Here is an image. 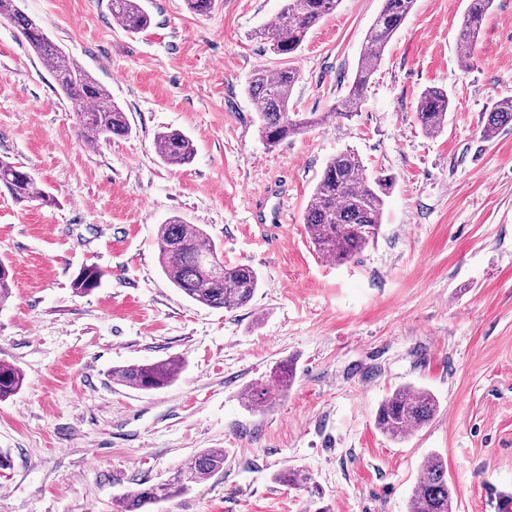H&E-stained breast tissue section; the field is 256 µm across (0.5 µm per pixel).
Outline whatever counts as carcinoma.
<instances>
[{
  "mask_svg": "<svg viewBox=\"0 0 512 512\" xmlns=\"http://www.w3.org/2000/svg\"><path fill=\"white\" fill-rule=\"evenodd\" d=\"M340 0H284L276 21L260 29L270 39L273 52L287 59L301 49L310 30L336 10ZM414 0H383L369 29L367 49L358 60L348 92L329 112L302 118L290 111L298 70L293 66L261 67L248 80L247 93L257 104L258 133L269 147H275L305 128L331 116L349 119L361 110L365 90L377 70L383 51L411 12ZM494 0H469L460 33L461 65L473 59L485 15ZM112 18L124 31L138 34L151 25V15L142 0H108ZM6 20L20 33L29 49L45 64L59 90L71 101L84 136L91 141L110 140L131 133L127 112L112 101L109 90L83 66L70 57L45 33L40 25L18 6V0H0V20ZM451 102L440 87L424 89L416 109V120L427 135L443 131L448 124ZM512 124V97L498 101L486 114L482 131L494 137ZM160 160L172 167L190 164L195 157L193 141L179 131L161 132L155 139ZM392 185L387 177L370 178L360 156L346 150L332 156L314 187L303 214L310 242L320 255L343 263L361 253L378 238L384 212V196ZM18 204L54 203L40 188L37 178L25 167L0 158V190ZM158 260L168 281L192 301L212 309L232 311L248 305L259 288L256 271L247 264H224L223 251L197 224H187L178 216L169 218L157 229ZM104 272L96 265L79 269L73 289L88 294L98 288ZM184 369L180 358L116 367L112 376L123 385L152 391L173 385ZM296 376L292 359L277 363L270 377L280 392L291 386ZM25 376L13 364L0 362V400L16 395ZM251 409L270 405L269 387L253 386L244 397ZM439 402L428 390L400 386L378 406L375 425L394 440H401L422 429L435 416ZM224 469V449L208 448L177 468L168 480L148 485L128 495L123 512H143L148 504H157L188 491L212 474ZM274 479L288 487L306 488L311 478L302 469L286 468ZM410 512H453L454 489L442 458L431 455L420 468L419 483L409 499Z\"/></svg>",
  "mask_w": 512,
  "mask_h": 512,
  "instance_id": "obj_1",
  "label": "carcinoma"
}]
</instances>
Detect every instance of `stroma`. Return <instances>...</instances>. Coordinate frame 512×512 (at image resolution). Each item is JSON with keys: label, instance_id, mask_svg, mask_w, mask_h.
Instances as JSON below:
<instances>
[{"label": "stroma", "instance_id": "1", "mask_svg": "<svg viewBox=\"0 0 512 512\" xmlns=\"http://www.w3.org/2000/svg\"><path fill=\"white\" fill-rule=\"evenodd\" d=\"M51 39L128 113V137L88 144L71 102L18 31L0 21V156L33 169L54 205L0 196V261L13 296L0 308V360L25 375L0 401V512H121L140 484L165 480L206 448L224 468L150 512H407L419 469L448 465L456 512H498L512 492V128L482 117L512 96V0H494L474 59H458L468 0H414L383 51L361 112L269 148L246 92L253 70L282 64L257 35L283 0H145L150 27L126 33L107 0H19ZM382 0H340L290 63L291 103L326 112L347 91ZM447 90L448 124L425 135L415 110ZM194 143L185 167L155 137ZM351 149L395 182L377 241L336 265L303 214L328 159ZM278 190L282 224L254 221ZM197 224L225 263L260 288L246 307L199 305L160 271L157 228ZM105 273L90 294L72 281ZM179 357L172 386L143 392L114 367ZM296 379L266 409L242 402L279 360ZM431 391L428 425L393 441L377 429L395 388ZM306 470L312 487L277 483ZM155 147L160 160L168 166L183 167L195 157L193 141L179 131L160 132ZM104 275V272L96 265L83 266L73 279V289L79 294H88L100 286Z\"/></svg>", "mask_w": 512, "mask_h": 512}]
</instances>
